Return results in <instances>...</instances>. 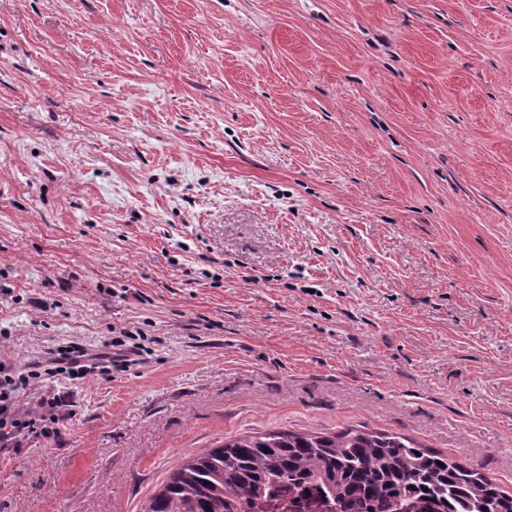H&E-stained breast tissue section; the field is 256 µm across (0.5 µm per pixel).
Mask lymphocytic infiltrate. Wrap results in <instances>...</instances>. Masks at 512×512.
Listing matches in <instances>:
<instances>
[{
  "label": "lymphocytic infiltrate",
  "instance_id": "lymphocytic-infiltrate-1",
  "mask_svg": "<svg viewBox=\"0 0 512 512\" xmlns=\"http://www.w3.org/2000/svg\"><path fill=\"white\" fill-rule=\"evenodd\" d=\"M138 352L137 343L119 338L108 344L105 351L97 353L72 343L61 347L49 359L31 363L24 375L14 373L10 363L1 360L0 451H16L32 441L58 436L60 423L71 415L65 397L51 391L39 399L36 410H20L18 394L29 380L45 376L73 380L95 372L108 374L126 367L130 356Z\"/></svg>",
  "mask_w": 512,
  "mask_h": 512
}]
</instances>
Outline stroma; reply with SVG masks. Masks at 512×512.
<instances>
[{
    "label": "stroma",
    "instance_id": "1",
    "mask_svg": "<svg viewBox=\"0 0 512 512\" xmlns=\"http://www.w3.org/2000/svg\"><path fill=\"white\" fill-rule=\"evenodd\" d=\"M125 330L0 512L276 428L512 490V0H0V360Z\"/></svg>",
    "mask_w": 512,
    "mask_h": 512
}]
</instances>
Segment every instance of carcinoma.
<instances>
[{"mask_svg": "<svg viewBox=\"0 0 512 512\" xmlns=\"http://www.w3.org/2000/svg\"><path fill=\"white\" fill-rule=\"evenodd\" d=\"M308 484L325 512H512L509 493L462 457L387 431L268 430L178 462L139 512H249L272 488Z\"/></svg>", "mask_w": 512, "mask_h": 512, "instance_id": "carcinoma-1", "label": "carcinoma"}]
</instances>
